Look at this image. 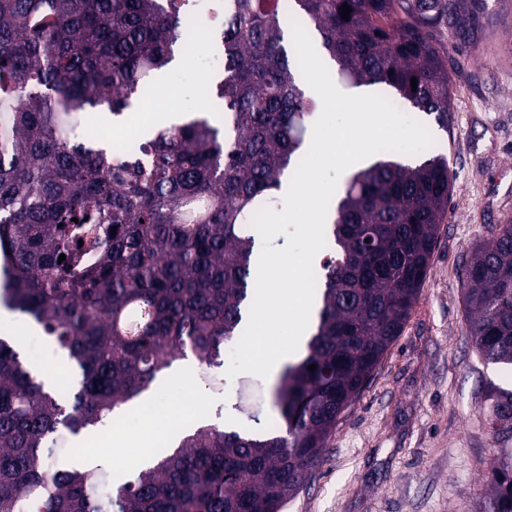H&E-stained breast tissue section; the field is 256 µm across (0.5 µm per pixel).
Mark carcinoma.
I'll use <instances>...</instances> for the list:
<instances>
[{"mask_svg": "<svg viewBox=\"0 0 512 512\" xmlns=\"http://www.w3.org/2000/svg\"><path fill=\"white\" fill-rule=\"evenodd\" d=\"M292 2L216 0L224 74L204 96L224 127L196 117L119 148L75 133L89 109L135 111L174 54L196 51L197 0H0V306L78 376L65 405L0 338V512H284L401 335L452 195L443 154L412 167L380 152L338 190L315 329L271 387L278 419L263 432L200 425L120 484L104 464H48L60 429L119 415L188 353L209 377L242 332L251 221L305 155L316 112L290 14L349 86L388 87L450 132L448 66L483 40L488 0ZM464 302L484 363L512 367L511 223L473 251ZM484 401L497 448L482 512H512V388Z\"/></svg>", "mask_w": 512, "mask_h": 512, "instance_id": "obj_1", "label": "carcinoma"}]
</instances>
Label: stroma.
<instances>
[{"label": "stroma", "instance_id": "obj_1", "mask_svg": "<svg viewBox=\"0 0 512 512\" xmlns=\"http://www.w3.org/2000/svg\"><path fill=\"white\" fill-rule=\"evenodd\" d=\"M493 21L485 39L451 70L454 125L431 130L433 148L447 156L453 175L448 212L440 226L430 271L399 338L386 353L355 405L340 419L324 460L284 512H479L494 465L483 391L512 386V373L485 364L468 334L465 268L474 249L497 226L512 220V0H491ZM202 54L177 59L154 86L156 109L198 111L201 85L212 82L218 52L210 24L199 29ZM194 357L176 360L145 400L170 410L195 402L206 423L254 429L235 408L237 379L224 393L179 380ZM123 425L90 432L88 460L107 461L129 475L146 453L148 434L137 406ZM125 443L113 450L112 436Z\"/></svg>", "mask_w": 512, "mask_h": 512}]
</instances>
